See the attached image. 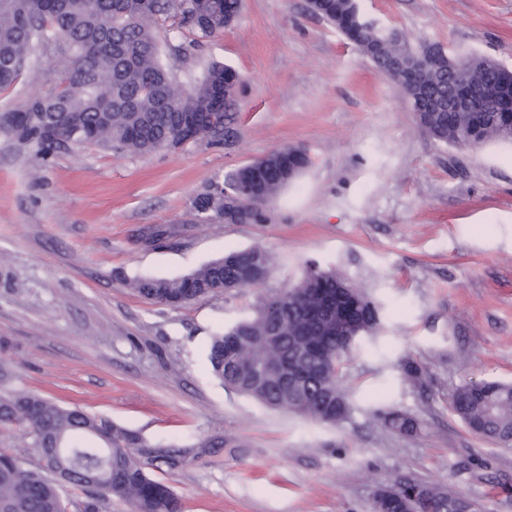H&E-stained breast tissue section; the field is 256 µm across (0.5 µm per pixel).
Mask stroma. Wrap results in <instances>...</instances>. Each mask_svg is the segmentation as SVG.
Masks as SVG:
<instances>
[{"mask_svg":"<svg viewBox=\"0 0 512 512\" xmlns=\"http://www.w3.org/2000/svg\"><path fill=\"white\" fill-rule=\"evenodd\" d=\"M432 44L512 68V0H356ZM308 0H242L238 20L166 63L184 86L215 63L241 77L232 146L119 156L87 145L41 160L0 132L1 389H27L137 430L148 474L182 512H373L412 477L512 512V445L471 433L449 400L471 380L512 382V145L438 142L401 90ZM0 114L47 92L43 49ZM289 146L310 164L262 224L199 223L193 198L231 169ZM258 246L263 283L173 308L128 283L174 279ZM366 292L380 326L345 362L350 415L336 425L272 410L211 373V336L252 317L309 264ZM426 368L422 387L402 362ZM381 407L414 415L384 429ZM378 417L385 428L406 436H412L419 428L418 421L402 410L387 409L379 412Z\"/></svg>","mask_w":512,"mask_h":512,"instance_id":"35a3bbf8","label":"stroma"}]
</instances>
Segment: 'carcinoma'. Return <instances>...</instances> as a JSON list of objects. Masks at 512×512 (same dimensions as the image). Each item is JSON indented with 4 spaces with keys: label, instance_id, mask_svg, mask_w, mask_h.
<instances>
[{
    "label": "carcinoma",
    "instance_id": "1",
    "mask_svg": "<svg viewBox=\"0 0 512 512\" xmlns=\"http://www.w3.org/2000/svg\"><path fill=\"white\" fill-rule=\"evenodd\" d=\"M311 12L336 27L377 68L387 64L380 52L381 36L360 14L355 0H309ZM241 0H0V89L12 86L30 63L37 47L51 52L56 63L52 91L29 98L21 109L0 119V129L46 160L62 149L98 144L118 154L163 150L191 131L192 141L224 144L223 129L235 120L240 76L223 64L211 66L202 80L171 96L175 76L166 66L167 54L180 47L161 35L170 18L197 37L211 38L237 19ZM414 70L397 72L400 86L419 127L431 138L451 145L482 146L489 141L512 143V133L463 121L459 112H426L429 100H444L463 91L468 80L453 67L464 63L498 100L512 97V69L487 57L458 58L423 45L413 52ZM224 95L218 123L207 122ZM299 147L276 149L262 158L227 172L194 198V210L206 222H222L232 210L246 224L266 221V204L309 165ZM249 182L254 191L238 192ZM271 259L259 247L231 251L175 279L141 277L131 286L151 301L180 307L202 296L217 295L265 281ZM343 288L361 313V323L341 336L322 330V283ZM378 309L369 296L332 272L307 266L294 288L270 295L253 318L240 321L211 337L207 359L212 374L224 386L274 410H286L316 421L336 424L350 412L339 370L355 343L376 332ZM282 360L283 375L263 370L272 354ZM406 378L423 383V367L404 360ZM451 407L475 435L503 445L512 444V383L469 381L458 386ZM382 425L411 436L419 428L408 413L379 412ZM28 430L27 447L38 463L25 467L13 454L0 451V512H67L64 493L85 492L79 512H102L118 499L130 512H182L172 488L151 478L135 453L138 432L110 418L77 406L62 405L25 390L0 391V427ZM429 503L415 507L401 492L384 512H456L460 495L431 485Z\"/></svg>",
    "mask_w": 512,
    "mask_h": 512
}]
</instances>
